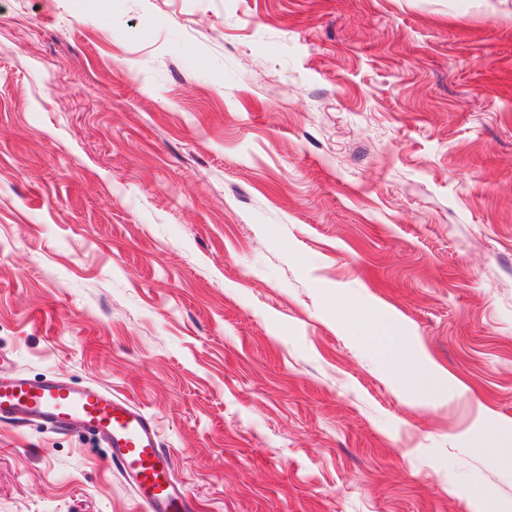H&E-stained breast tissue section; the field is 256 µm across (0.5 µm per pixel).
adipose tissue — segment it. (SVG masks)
<instances>
[{
    "label": "adipose tissue",
    "mask_w": 512,
    "mask_h": 512,
    "mask_svg": "<svg viewBox=\"0 0 512 512\" xmlns=\"http://www.w3.org/2000/svg\"><path fill=\"white\" fill-rule=\"evenodd\" d=\"M368 344L391 378L398 384L430 378L438 369L429 358H422L416 366H408L404 361L405 337L401 336L396 321L379 316L368 324Z\"/></svg>",
    "instance_id": "1"
}]
</instances>
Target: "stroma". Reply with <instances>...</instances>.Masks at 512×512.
Returning a JSON list of instances; mask_svg holds the SVG:
<instances>
[{
	"label": "stroma",
	"mask_w": 512,
	"mask_h": 512,
	"mask_svg": "<svg viewBox=\"0 0 512 512\" xmlns=\"http://www.w3.org/2000/svg\"><path fill=\"white\" fill-rule=\"evenodd\" d=\"M17 374L140 406L198 512L511 505L512 0H0ZM0 512L142 510L18 421ZM369 331L368 344L380 363L386 368L391 378L400 385L407 381L431 378L438 374L435 364L427 357L410 372L404 361V344L408 336H400V328L396 321L385 316H378L367 322Z\"/></svg>",
	"instance_id": "stroma-1"
}]
</instances>
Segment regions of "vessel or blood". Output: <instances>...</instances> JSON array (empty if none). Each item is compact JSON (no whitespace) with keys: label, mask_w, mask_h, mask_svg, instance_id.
<instances>
[{"label":"vessel or blood","mask_w":512,"mask_h":512,"mask_svg":"<svg viewBox=\"0 0 512 512\" xmlns=\"http://www.w3.org/2000/svg\"><path fill=\"white\" fill-rule=\"evenodd\" d=\"M14 416L75 426L96 437L145 512H191L153 419L131 400L97 385L17 376L0 380V417Z\"/></svg>","instance_id":"vessel-or-blood-1"}]
</instances>
